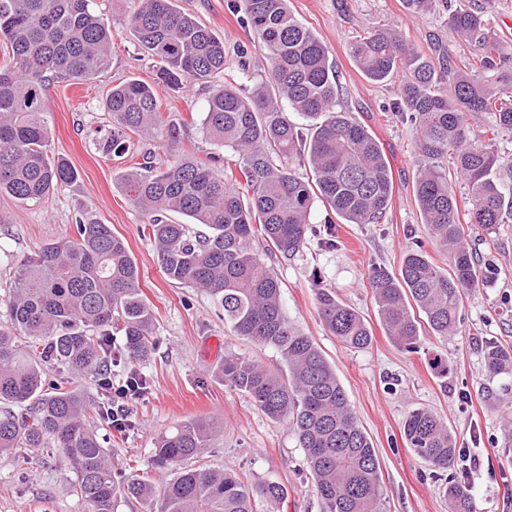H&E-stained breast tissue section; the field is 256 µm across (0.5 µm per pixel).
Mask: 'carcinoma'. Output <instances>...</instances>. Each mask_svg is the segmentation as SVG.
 Listing matches in <instances>:
<instances>
[{
  "mask_svg": "<svg viewBox=\"0 0 512 512\" xmlns=\"http://www.w3.org/2000/svg\"><path fill=\"white\" fill-rule=\"evenodd\" d=\"M92 0H0V39L10 46L0 64V196L40 202L78 173L49 156L46 100L51 81L90 80L111 64L112 27ZM267 60L265 80L251 91L217 83L226 67L224 41L173 0H138L127 27L140 50L159 61L157 79L209 87L202 130L233 154L239 174L215 170L221 157L183 154L164 165L130 142L129 133L158 136L170 149L179 125L164 118L153 89L132 79L112 87L104 107L112 120L104 155L127 159L121 181L143 218L163 274L200 289L220 305L233 335L275 350L276 370L232 351L214 370L230 389L249 396L269 419L284 422L304 452L323 512H384L380 463L359 425L336 370L314 339L284 312L281 281L264 256L292 259L321 230L310 215L320 203L324 223L379 224L394 182L370 132L339 103L334 64L323 43L291 13L288 0H238ZM459 41L479 54L462 69L437 41L434 56L411 52L395 29H377L352 42L349 55L370 80L405 74L394 111L415 128L425 160L415 200L431 237L448 249V268L421 245L407 250L399 273L368 274L387 335L416 352L423 329L439 339L458 333L466 295L486 282L465 242L456 197L443 160L470 194L468 223L488 234L512 213V192L494 150L475 139L471 118L495 113L512 130V59L485 27L471 0L448 16ZM310 121L303 133L293 119ZM297 158L309 174L288 165ZM318 317L344 346L365 349L373 333L359 312L315 285ZM9 325L0 327V455L19 448H52L76 475L77 494L90 512H116L121 499L161 498L158 512H254L255 502L286 501L277 482L249 483L224 469L193 467L209 447L215 424L188 420L162 434L148 468L118 481L104 438L90 424L88 406L63 367L96 383L106 404L96 415L112 420V367L132 365L126 383L144 393L147 381L133 365L156 350L155 316L143 299L139 269L127 243L108 224L84 214L72 234L53 239L15 266L8 289ZM122 339L112 346V336ZM491 373L512 370V346L483 351ZM24 406L16 414L12 407ZM403 436L436 470L453 467L458 442L432 411H409ZM449 512H473L466 485L444 487Z\"/></svg>",
  "mask_w": 512,
  "mask_h": 512,
  "instance_id": "obj_1",
  "label": "carcinoma"
}]
</instances>
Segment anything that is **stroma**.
Returning <instances> with one entry per match:
<instances>
[{
    "label": "stroma",
    "mask_w": 512,
    "mask_h": 512,
    "mask_svg": "<svg viewBox=\"0 0 512 512\" xmlns=\"http://www.w3.org/2000/svg\"><path fill=\"white\" fill-rule=\"evenodd\" d=\"M234 2L176 0V5L223 40V80L250 89L264 80L267 61ZM455 3L447 0L434 11L416 15L404 0L288 2L298 20L328 48L342 86V107L370 129L394 177L391 206L382 223L339 221L333 227L335 247L312 242L294 259H267L281 281L289 320L313 337L335 367L360 426L377 450L385 512H448L443 489L448 481L460 479L472 456L480 462L468 483L474 512H512V462L504 456L502 431L505 414H512V373H489L483 361L485 346L512 345V215L490 237L480 226L466 225L470 246L492 275L465 297L464 324L448 340L426 333L418 352L402 350L386 335L368 286L372 267L398 272L406 250L415 243H422L442 267L448 264V252L428 237L415 202L421 160L414 150L413 128L391 110L400 81L367 79L352 62L348 45L365 31L389 25L416 52L431 55L434 40L454 43L447 19ZM136 6L137 0H93L94 9L112 26L111 66L90 81L50 86L51 151L78 171L77 180L40 203L0 197V324L8 320L6 297L15 263L45 242L70 234L81 213L111 225L138 265L140 287L155 312L158 340L154 357L138 366L149 388L129 405L131 429L114 435L107 423L98 425L99 434L108 439L117 473L127 477L145 469L161 433L188 419H206L218 423L221 433L205 449L200 465L233 470L248 482L284 485L288 499L281 512H321L312 476L303 465V450L287 425L270 420L248 396L212 375L228 349L272 369L278 367L279 355L233 336L207 293L164 276L154 245L142 232L140 213L116 183L120 161L105 158L95 146L110 125L104 109L107 91L121 81L138 79L152 85L161 111L180 125V152L203 159L215 150L200 125L209 88L178 89L157 81L155 62L138 50L127 29L126 20ZM242 54L250 63L245 76L238 68ZM316 279L364 316L374 334L369 348H346L324 330L311 287ZM418 407L445 418L459 447L466 450L448 471L430 467L404 441L405 417ZM75 480L50 450L0 456V512H87L72 488Z\"/></svg>",
    "instance_id": "35a3bbf8"
}]
</instances>
